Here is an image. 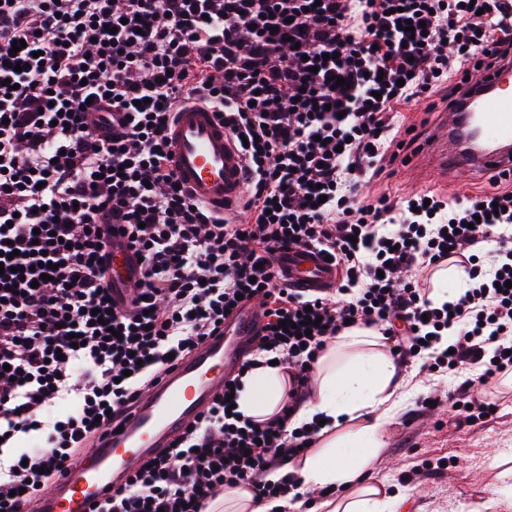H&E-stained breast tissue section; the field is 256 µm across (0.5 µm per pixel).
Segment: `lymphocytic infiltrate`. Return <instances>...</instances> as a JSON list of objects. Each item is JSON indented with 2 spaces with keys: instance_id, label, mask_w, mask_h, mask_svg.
<instances>
[{
  "instance_id": "lymphocytic-infiltrate-1",
  "label": "lymphocytic infiltrate",
  "mask_w": 512,
  "mask_h": 512,
  "mask_svg": "<svg viewBox=\"0 0 512 512\" xmlns=\"http://www.w3.org/2000/svg\"><path fill=\"white\" fill-rule=\"evenodd\" d=\"M509 56L512 0H0V263L11 264L0 273V366L11 367L0 512H35L44 485L125 419L171 357L223 327L240 296L264 300L242 366L278 361L283 406L259 422L217 393L96 512H206L227 488L257 501L297 491L288 466L320 426L293 427V416L350 325L427 371L483 384L511 375L512 175L453 203L362 192L413 153L400 106L434 111L478 66ZM186 104L215 109L245 139L249 223L177 187L167 131ZM487 241L499 251L474 285L434 306L416 272L472 264ZM116 242L138 259L129 292L112 284ZM297 247L330 257L333 293L280 281L273 256ZM45 261L48 280L36 270ZM307 308L320 326H303ZM34 431L33 448L10 454Z\"/></svg>"
}]
</instances>
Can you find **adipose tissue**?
I'll return each mask as SVG.
<instances>
[{"mask_svg": "<svg viewBox=\"0 0 512 512\" xmlns=\"http://www.w3.org/2000/svg\"><path fill=\"white\" fill-rule=\"evenodd\" d=\"M378 339L370 329L347 331L337 341V350H344V357L331 350L315 365L314 385L297 419L302 422L320 416L328 436L321 448L300 462L304 488L320 490L355 483L382 444L387 424L384 407L395 396L399 382L393 359L377 348ZM287 380L285 369L278 367L264 366L245 375L239 411L260 421L277 413L285 400ZM346 423L356 425L363 450L352 460L340 462L336 450L342 439L332 431Z\"/></svg>", "mask_w": 512, "mask_h": 512, "instance_id": "1", "label": "adipose tissue"}]
</instances>
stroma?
Masks as SVG:
<instances>
[{
	"label": "stroma",
	"instance_id": "1",
	"mask_svg": "<svg viewBox=\"0 0 512 512\" xmlns=\"http://www.w3.org/2000/svg\"><path fill=\"white\" fill-rule=\"evenodd\" d=\"M489 188L486 178L449 169L424 180V191L443 197L475 195ZM399 397L386 427L383 448L369 463L364 479L383 486L390 500L385 512H464L467 500L480 512H512V386L495 379L473 384V392L495 401L498 410L474 423L439 406L424 412L420 399L446 396L461 382L445 373L420 374L400 367ZM412 475L405 483L403 475Z\"/></svg>",
	"mask_w": 512,
	"mask_h": 512
}]
</instances>
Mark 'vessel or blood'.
<instances>
[{
  "label": "vessel or blood",
  "mask_w": 512,
  "mask_h": 512,
  "mask_svg": "<svg viewBox=\"0 0 512 512\" xmlns=\"http://www.w3.org/2000/svg\"><path fill=\"white\" fill-rule=\"evenodd\" d=\"M447 140L431 139L422 175L452 167L474 176L512 171V59L498 61L477 81L463 84L449 114ZM172 166L182 187L207 208L225 212L243 196L247 175L242 154L213 109L188 105L179 110L168 134ZM276 267L289 287L318 291L336 281V268L314 248L278 254ZM259 326L248 304L179 361L135 407L122 431L95 439L68 474L42 497V512H88L108 498L156 449L224 386L225 378L253 344Z\"/></svg>",
  "instance_id": "1"
}]
</instances>
